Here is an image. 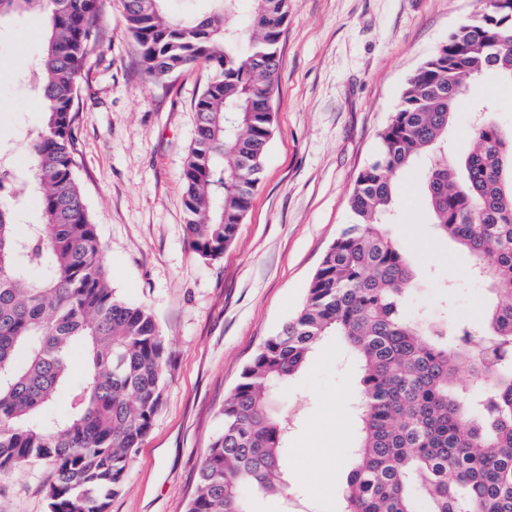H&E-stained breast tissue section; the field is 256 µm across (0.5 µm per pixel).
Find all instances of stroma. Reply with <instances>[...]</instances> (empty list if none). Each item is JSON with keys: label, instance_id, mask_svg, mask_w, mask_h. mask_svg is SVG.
<instances>
[{"label": "stroma", "instance_id": "35a3bbf8", "mask_svg": "<svg viewBox=\"0 0 512 512\" xmlns=\"http://www.w3.org/2000/svg\"><path fill=\"white\" fill-rule=\"evenodd\" d=\"M478 0H291L279 47L275 122L261 181L232 244L218 257L186 240L183 169L196 136L195 102L210 73L184 69L156 82L144 74L120 0H103L102 47L80 78L75 174L104 246L115 293L144 305L173 350L163 399L112 512H186L198 468L220 425L219 410L243 368L303 302L327 248L350 222L349 199L408 76L470 19ZM43 41L37 23L0 27V154L20 172L22 139L40 124L42 95L24 83ZM465 95L448 147H470L474 108L512 128V85L489 74ZM424 171L396 178L388 235L415 265L409 316L438 324L477 322L487 283L469 255L431 223ZM360 371L349 347L325 338L276 396L288 423L283 460L293 512H343L337 463L352 461ZM51 468L26 463L0 478V512H47Z\"/></svg>", "mask_w": 512, "mask_h": 512}]
</instances>
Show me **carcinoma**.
Here are the masks:
<instances>
[{
  "instance_id": "obj_1",
  "label": "carcinoma",
  "mask_w": 512,
  "mask_h": 512,
  "mask_svg": "<svg viewBox=\"0 0 512 512\" xmlns=\"http://www.w3.org/2000/svg\"><path fill=\"white\" fill-rule=\"evenodd\" d=\"M167 2L123 0L125 22L150 77L197 65L213 73L195 103L183 205L190 248L217 257L261 180L290 0H251L244 18L241 0H210V13L180 16ZM100 10L101 0H0V23L32 17L44 31L32 72L43 125L25 143L42 223L20 225L26 198L0 157V477L32 459L50 462L48 512H110L173 357L150 311L114 293L74 176L79 76L99 47ZM488 72L512 82V14L479 9L407 78L357 177L352 223L324 253L299 309L225 395L187 512H249L252 493L288 499L287 427L272 390L332 335L349 345L363 382L344 512H417L420 502L427 512H512V130L481 120L467 156L448 159V126L466 85ZM421 160L433 224L489 283L477 325L403 313L415 272L384 226L397 173ZM78 351L85 372L73 381ZM464 374L467 391L457 387Z\"/></svg>"
}]
</instances>
